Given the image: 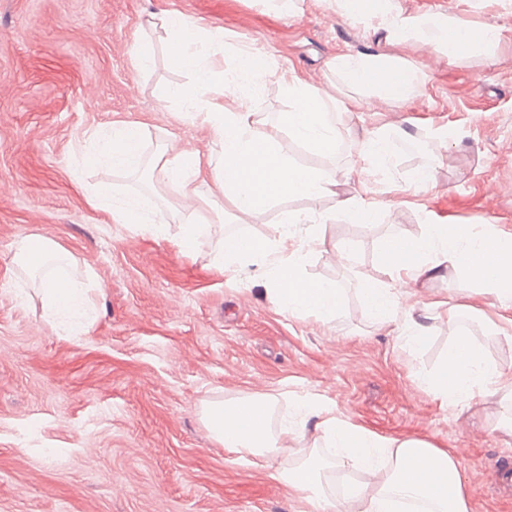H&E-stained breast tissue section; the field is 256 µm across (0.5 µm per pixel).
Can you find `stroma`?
<instances>
[{"instance_id": "35a3bbf8", "label": "stroma", "mask_w": 512, "mask_h": 512, "mask_svg": "<svg viewBox=\"0 0 512 512\" xmlns=\"http://www.w3.org/2000/svg\"><path fill=\"white\" fill-rule=\"evenodd\" d=\"M388 4L405 17L451 13L466 27L496 28L501 42L490 56L434 62L359 19L336 17L331 0H294L289 13L276 0H0V182L12 187L0 193V512H321L274 474L299 465L305 449L325 459L329 449L309 436L300 453L241 459L203 421L206 406L249 394L275 397L274 430L296 399L310 397L361 430L450 453L466 445L469 512H512V490H490L495 472L512 467V432L499 426L512 407L497 394L450 407L422 382L461 333L512 374V340L490 332L501 311L488 307L482 286L462 290L453 272L400 288L407 316L434 318L411 351L394 326L366 317L363 293L390 280L379 261L386 236L490 222L512 238V0ZM161 10L221 29L234 45H270L279 68L346 97L337 190H376L377 220H349L332 198H288L242 226L267 236L287 213L308 211L312 223L295 233L321 235L325 249L303 274L342 288L336 320L289 314L260 266L219 271L211 251L181 250L177 227L158 236L90 206L102 182L119 196L137 192L128 174L84 160L95 130L134 122L147 153L172 136L200 158L213 151L208 125L180 106L158 108L164 88L190 80L171 64L166 35L145 25ZM139 48L151 52L148 68L135 65ZM377 53L419 69L418 98L372 103L327 73L334 56ZM394 124L408 133L391 145L398 183L432 152L435 132L454 131L434 187L391 192L357 162V143ZM489 182L493 218L483 210ZM24 236L57 244L70 255L66 274L88 277L89 334L62 336L48 321L13 260ZM345 244L352 259L342 267L326 252ZM447 299L464 321L449 320Z\"/></svg>"}]
</instances>
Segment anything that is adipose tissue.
<instances>
[{
	"label": "adipose tissue",
	"instance_id": "adipose-tissue-1",
	"mask_svg": "<svg viewBox=\"0 0 512 512\" xmlns=\"http://www.w3.org/2000/svg\"><path fill=\"white\" fill-rule=\"evenodd\" d=\"M364 19L369 27L384 30L393 39L423 42L456 58L476 51L492 53L500 40L499 32L492 28L462 27L451 16L401 17L382 5L365 13ZM149 24L164 31L174 46V63L193 75L190 84L170 86L161 92L160 109L177 102L207 123L218 158L204 162L198 154L179 150L169 142L152 162H145L140 127L123 123L92 134L96 149L92 163L123 173H135L142 165H149L166 196L170 219L180 227L179 241L184 248L212 250L223 270L261 263L273 298L286 311L325 322L335 320L342 305V291L336 282L309 279L301 273L320 243L316 237L295 239L292 232L295 225L311 223L308 212L288 213L275 235L251 237L243 246L225 241L223 218L228 215L244 223L276 199L335 196V168L297 165L277 134L287 131L292 140L328 161L334 159L340 143L337 120L346 111V104L294 77L284 83L293 102L291 110L279 115L273 131H258L250 103L266 82L279 76L271 51L235 47L236 72L245 90L228 96L220 63L226 46L223 32L166 11L152 15ZM328 69L356 92L399 102L421 93L422 76L417 68L382 56L343 54L334 58ZM403 135L397 127L372 133L357 144L358 160L373 172L387 173L391 142ZM205 177L220 188L222 199H205L197 194L194 184ZM89 203L106 210L119 223L149 230L154 227L139 196L119 197L111 186L103 184L93 189ZM495 233L494 226L486 224H428L420 237L406 239L404 250L381 248V262L391 271L393 282L366 289V314L379 325L399 323V336L405 346L419 345L431 327L413 320L399 321L400 302L394 284L435 279L450 269L465 283L486 286L491 306L512 309V279L496 273L497 268L512 267V242L496 238ZM491 237L496 240L492 257L489 263H480L479 257ZM66 258V252L57 245L30 236L22 238L14 250L17 266L40 275L38 291L47 317L61 334L83 336L92 326L85 284L42 271L47 261ZM423 381L451 406L468 403L490 391L512 401V375L490 364L466 336L456 337L443 363L424 374ZM269 411L267 397L249 396L210 408L206 419L215 439L242 458L290 455L307 430H314L333 448L336 467L351 466L365 476L364 482L345 490L338 501L340 512H393L397 499L411 496L430 502L437 512H469L471 491L461 477L458 459L430 442L386 438L357 429L312 399L301 400L296 416L284 420L275 432L269 427ZM323 469V464L311 457L277 472L276 478L322 502L326 499Z\"/></svg>",
	"mask_w": 512,
	"mask_h": 512
}]
</instances>
